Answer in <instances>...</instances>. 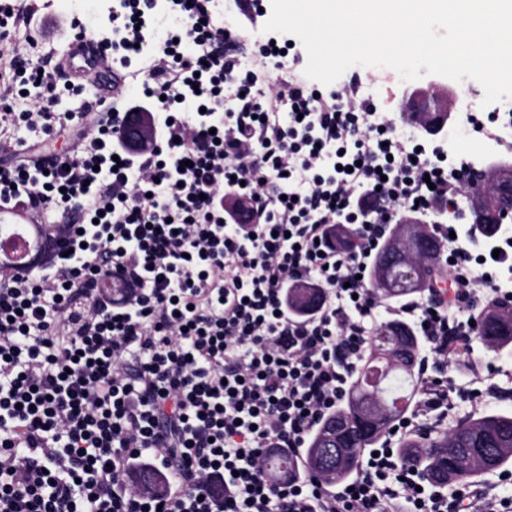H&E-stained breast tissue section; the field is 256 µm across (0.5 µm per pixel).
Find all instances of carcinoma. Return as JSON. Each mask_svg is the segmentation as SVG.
Returning <instances> with one entry per match:
<instances>
[{
  "mask_svg": "<svg viewBox=\"0 0 512 512\" xmlns=\"http://www.w3.org/2000/svg\"><path fill=\"white\" fill-rule=\"evenodd\" d=\"M419 235L415 225L399 224L381 249L373 279L376 282L391 279L389 285L382 288L384 294L401 298L421 292L413 284H401L396 275L387 276L384 269L387 256L397 252L403 253L410 262L420 263ZM315 297V289L297 288L289 305L304 313L314 308ZM477 322L475 338L486 348L500 353L512 346L511 311L494 306L484 308L477 314ZM399 345L422 355L421 339L411 325L393 320L375 328L369 347L360 356L346 404L326 418L312 436L306 452L308 462L328 481L336 482L352 473L364 451L386 437L390 423L404 415V410L397 407L398 401L415 399L419 388V366L408 364L396 352ZM348 416L373 422L374 432L354 435L351 446L343 451L339 460L332 455H322V435L335 421ZM399 448L403 461L434 484L465 483L512 464V415L496 413L462 420L449 429L436 432V437L427 443L423 442V437L410 434L401 440ZM137 480L155 491L168 484L164 475L151 468L140 469Z\"/></svg>",
  "mask_w": 512,
  "mask_h": 512,
  "instance_id": "obj_1",
  "label": "carcinoma"
}]
</instances>
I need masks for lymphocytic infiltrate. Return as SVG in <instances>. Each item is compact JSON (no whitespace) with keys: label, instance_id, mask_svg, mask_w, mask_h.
<instances>
[{"label":"lymphocytic infiltrate","instance_id":"obj_1","mask_svg":"<svg viewBox=\"0 0 512 512\" xmlns=\"http://www.w3.org/2000/svg\"><path fill=\"white\" fill-rule=\"evenodd\" d=\"M44 16L0 0V132L23 143L0 197L59 212L71 252L0 286V512H469L388 440L333 484L304 459L366 344L389 225L446 243L453 307L400 308L438 354L466 335L448 313L476 288L512 299V239L449 221L475 188L469 159L394 136L357 82L318 93L280 76L283 35L242 67L218 0H115L109 23L73 19L115 68L158 72L109 111L59 112L88 83L10 40ZM129 114L152 141L121 136ZM64 134L68 159L50 166L38 146ZM114 273L122 294H93ZM302 286L322 297L303 318L288 309ZM273 451L294 459L287 474H265ZM139 466L178 468L177 483L142 491L127 479Z\"/></svg>","mask_w":512,"mask_h":512}]
</instances>
